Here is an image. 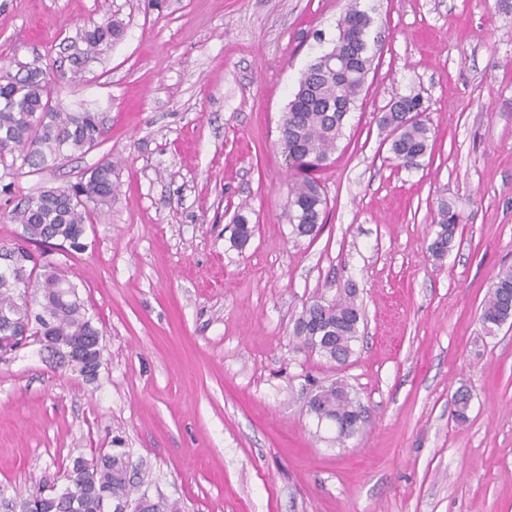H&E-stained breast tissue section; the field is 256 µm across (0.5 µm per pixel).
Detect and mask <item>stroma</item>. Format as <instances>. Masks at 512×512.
Wrapping results in <instances>:
<instances>
[{"instance_id":"stroma-1","label":"stroma","mask_w":512,"mask_h":512,"mask_svg":"<svg viewBox=\"0 0 512 512\" xmlns=\"http://www.w3.org/2000/svg\"><path fill=\"white\" fill-rule=\"evenodd\" d=\"M351 2L0 0V68L70 73L81 30L124 26L57 99L99 113L101 143L0 194L1 213L112 163L87 249L54 255L100 331L98 377L37 344L0 356V512L101 448L181 512H512V324L479 321L512 268V0H359L372 69L319 174L320 232L298 238L281 117ZM410 93L433 149L404 169L377 119ZM444 202L460 222L438 260ZM346 288L364 320L340 365L293 329ZM337 380L365 411L341 443L307 406Z\"/></svg>"}]
</instances>
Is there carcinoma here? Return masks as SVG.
<instances>
[{"instance_id": "carcinoma-1", "label": "carcinoma", "mask_w": 512, "mask_h": 512, "mask_svg": "<svg viewBox=\"0 0 512 512\" xmlns=\"http://www.w3.org/2000/svg\"><path fill=\"white\" fill-rule=\"evenodd\" d=\"M371 18L350 5L338 23V37L328 52L302 71L298 89L281 118V144L293 152L297 177L288 191V223L298 237H315L323 222L327 200L315 173L327 166L329 155L343 136L346 117L355 109L373 57L365 42ZM122 26L112 19L84 31L83 47L75 59L95 53L120 37ZM57 80L47 69L26 63L16 72L0 70V179L12 174L16 163L38 172L78 152L99 144L104 126L96 112H63L55 100ZM417 94L397 96L379 118L392 159L404 168L420 166L427 155L431 128ZM112 162L106 161L89 177L66 187L53 188L20 201L7 219L23 226V241L0 251V336L13 334L23 323L27 336L51 351L75 345L71 364L88 380L96 377L101 357L100 331L93 325L78 286L70 281L52 252L86 250V226L91 217L112 202ZM459 216L444 206L429 250L438 259L447 254ZM362 311L350 288L328 301L321 297L298 319L294 336L314 349L316 337L331 335L324 355L338 363L354 352ZM512 318V269L503 271L481 306L480 321L492 336ZM317 410L348 423L349 435L358 433L360 403L348 386L336 382L317 391ZM470 394L458 392L453 417L467 419ZM129 454L110 449L91 458L83 453L71 458L66 484L39 488L20 499L19 512H107L105 499L116 505L130 502L136 489L129 472Z\"/></svg>"}]
</instances>
